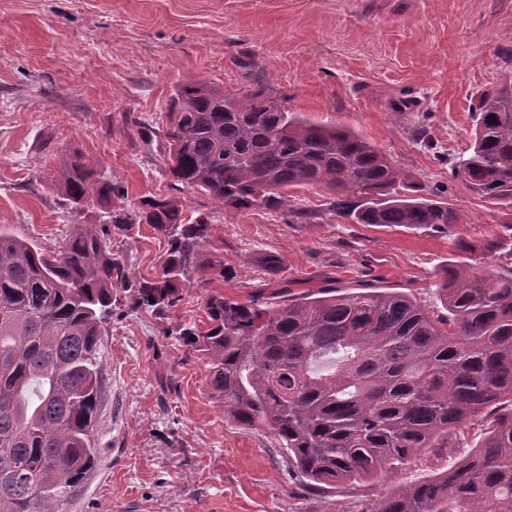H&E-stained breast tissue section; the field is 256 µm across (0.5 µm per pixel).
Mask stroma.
Returning a JSON list of instances; mask_svg holds the SVG:
<instances>
[{"mask_svg":"<svg viewBox=\"0 0 512 512\" xmlns=\"http://www.w3.org/2000/svg\"><path fill=\"white\" fill-rule=\"evenodd\" d=\"M511 78L512 0H0V226L48 253L77 225L106 226L129 274L100 347L99 464L65 512H373L479 446L480 416L449 449L310 490L273 433L225 419L206 357L180 333L207 329L211 294L271 293L270 253L284 259L293 293L370 286L435 312L436 275L450 262L511 268L512 210L450 170L473 142L481 95ZM189 82L228 97L260 90L311 123L359 133L466 223L446 235L358 224L330 214L329 194L309 186L288 189L315 213L308 224L260 206L225 212L164 164L165 114ZM73 159L124 191L122 228L107 206L66 197L58 170ZM151 198L177 200L185 223L217 226L164 310L138 306L134 293L169 248L142 218ZM459 234L469 250L456 247Z\"/></svg>","mask_w":512,"mask_h":512,"instance_id":"35a3bbf8","label":"stroma"}]
</instances>
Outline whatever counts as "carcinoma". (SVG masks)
Here are the masks:
<instances>
[{"instance_id": "cac0c4a2", "label": "carcinoma", "mask_w": 512, "mask_h": 512, "mask_svg": "<svg viewBox=\"0 0 512 512\" xmlns=\"http://www.w3.org/2000/svg\"><path fill=\"white\" fill-rule=\"evenodd\" d=\"M507 110L512 80L481 98L473 145L452 174L512 207ZM165 138L173 180L227 213L264 206L296 224L312 214L281 189L305 185L332 194L330 211L358 224L444 234L466 223L421 196L416 176L361 135L312 124L261 92L226 97L183 85ZM60 185L75 204L124 196L77 161L60 167ZM144 206L145 223L170 249L160 276L139 283L137 303L172 308L177 277L212 225L183 223L173 199ZM441 276L444 314L400 292L321 288L295 297L285 281L269 297L211 295L208 329L181 337L209 360L224 416L273 430L313 490L374 479L425 448L448 447L474 417H493L479 447L374 512H512V269L477 275L451 264ZM126 282L90 225L52 254L0 228V512H61L97 468L100 342L112 288Z\"/></svg>"}]
</instances>
